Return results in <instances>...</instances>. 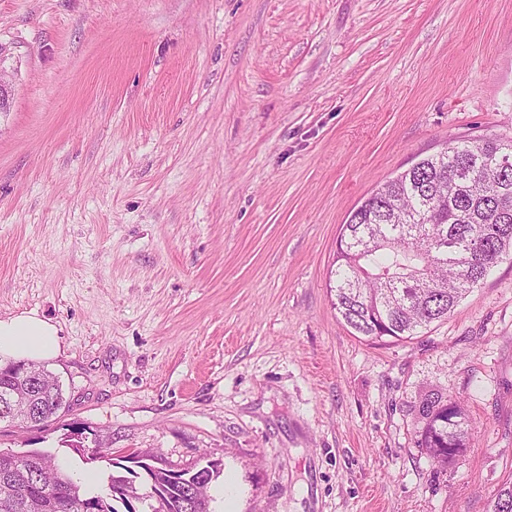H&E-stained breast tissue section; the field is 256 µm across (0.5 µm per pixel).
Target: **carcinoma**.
Returning a JSON list of instances; mask_svg holds the SVG:
<instances>
[{
    "label": "carcinoma",
    "instance_id": "1",
    "mask_svg": "<svg viewBox=\"0 0 512 512\" xmlns=\"http://www.w3.org/2000/svg\"><path fill=\"white\" fill-rule=\"evenodd\" d=\"M512 139L460 140L420 159L383 183L352 213L338 241L335 306L344 323L370 339H405L448 318L486 277L487 267L512 257V166L500 167ZM60 382L31 363L0 367V423L14 418L34 427L67 407ZM417 447L441 467L469 447L462 401L440 389L411 406ZM187 469L183 484L168 471L151 472L167 512H183L184 488L207 512L205 472ZM125 476L113 475L109 498L89 495L55 464L49 452L0 456V502L21 497L20 512H119L130 510ZM490 512H512V482L496 495Z\"/></svg>",
    "mask_w": 512,
    "mask_h": 512
}]
</instances>
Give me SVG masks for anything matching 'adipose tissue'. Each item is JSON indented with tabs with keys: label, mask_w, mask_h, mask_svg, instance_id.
<instances>
[{
	"label": "adipose tissue",
	"mask_w": 512,
	"mask_h": 512,
	"mask_svg": "<svg viewBox=\"0 0 512 512\" xmlns=\"http://www.w3.org/2000/svg\"><path fill=\"white\" fill-rule=\"evenodd\" d=\"M61 352L58 329L38 312L0 318V365L12 361H41Z\"/></svg>",
	"instance_id": "obj_1"
}]
</instances>
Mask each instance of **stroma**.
Instances as JSON below:
<instances>
[{
    "mask_svg": "<svg viewBox=\"0 0 512 512\" xmlns=\"http://www.w3.org/2000/svg\"><path fill=\"white\" fill-rule=\"evenodd\" d=\"M0 316L35 311L69 409L0 425L108 492L128 454L220 462L211 512H488L512 480V259L372 340L337 239L444 145L512 138V0H0ZM463 399L440 468L410 405ZM109 435L87 462L72 429Z\"/></svg>",
    "mask_w": 512,
    "mask_h": 512,
    "instance_id": "1",
    "label": "stroma"
}]
</instances>
